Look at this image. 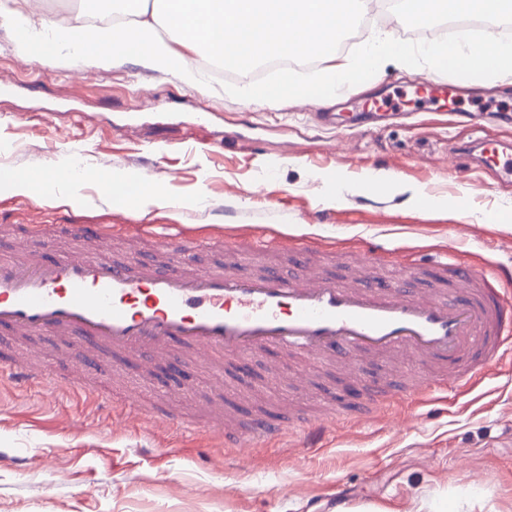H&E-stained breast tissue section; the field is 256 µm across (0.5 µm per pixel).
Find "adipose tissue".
Here are the masks:
<instances>
[{"instance_id": "adipose-tissue-1", "label": "adipose tissue", "mask_w": 512, "mask_h": 512, "mask_svg": "<svg viewBox=\"0 0 512 512\" xmlns=\"http://www.w3.org/2000/svg\"><path fill=\"white\" fill-rule=\"evenodd\" d=\"M363 6V0H126L134 24L115 26L102 34L81 21L48 34L38 31L28 15L10 11L5 18L24 33L33 52L55 55L66 50L80 57L95 43L113 64L132 62L156 71H172L191 87L202 83V74L192 63L198 54L237 66L284 54L315 55L328 64L320 91L329 95L383 57L419 55L476 79L512 76V43L493 36L476 45L432 44L419 50L386 37L372 40L355 61H337L342 31ZM436 8L454 16L512 17V0H405V14L411 20ZM83 177V172L72 166L64 173L37 180L19 170L0 169V187L22 194L36 186L60 193L64 181Z\"/></svg>"}]
</instances>
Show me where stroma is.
<instances>
[{
	"label": "stroma",
	"mask_w": 512,
	"mask_h": 512,
	"mask_svg": "<svg viewBox=\"0 0 512 512\" xmlns=\"http://www.w3.org/2000/svg\"><path fill=\"white\" fill-rule=\"evenodd\" d=\"M46 29L67 26L87 0H0ZM429 61L388 62L359 73L344 97L326 103L285 96L245 102L236 89L273 84L279 73L230 67L197 88L175 73L134 63L114 66L95 52L59 56L35 70L21 32L0 23V168L37 172L63 165L84 173L56 204L0 189V220L23 234L31 224H180L203 236L244 226L306 239L362 240L396 257L441 260L446 249L488 264L512 265V178L465 151L474 141L512 143V79L477 81L444 69L460 97L424 109L415 86ZM388 97L385 119L345 128L317 112L349 114L361 99ZM456 178H449V170ZM149 177L180 202L135 199L107 205L108 176ZM379 185L368 192L365 180ZM200 356L194 392L182 376L128 358L103 398L18 391L0 380V512H328L344 489L350 506L414 512L427 497L453 512H512V359L491 363L472 402L402 405L387 418L335 428L328 447L288 440L234 453L208 433H177L151 419L112 412L130 393L154 403L171 395L183 413L204 417L216 393L225 413L278 416L325 402L347 403L344 385L422 374L411 353L369 359L350 373L271 351L224 361V383Z\"/></svg>",
	"instance_id": "obj_1"
}]
</instances>
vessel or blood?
Instances as JSON below:
<instances>
[{"label": "vessel or blood", "instance_id": "obj_1", "mask_svg": "<svg viewBox=\"0 0 512 512\" xmlns=\"http://www.w3.org/2000/svg\"><path fill=\"white\" fill-rule=\"evenodd\" d=\"M485 164L512 175V152L483 146ZM78 237L85 251L48 257L46 237ZM108 224H34L20 240L19 258H0V331L58 337L78 355L75 374L63 378L47 365L21 356L0 362V372L20 389L67 385L83 394L91 377L116 374L122 354L142 356L145 366L188 375L191 356L246 358L275 350L334 362L411 352L428 363L426 381L391 377L374 388L371 402L356 410L330 405L298 417L254 415L247 423L226 420L222 408L206 418L225 447H263L284 437L301 447L323 448L335 421L370 418L374 409L400 402L440 403L441 393H471L480 382L477 358L512 357V266L493 269L457 258L430 264L408 262L401 276L354 275L342 280L323 264L309 262L299 238L235 232L220 264L208 270L191 258L202 239L186 231L163 235L155 225L131 232L123 258H109ZM283 251L290 266L260 264L242 272L241 259L259 249ZM120 414H152L175 429L193 426L170 403L146 408L136 398Z\"/></svg>", "mask_w": 512, "mask_h": 512}]
</instances>
